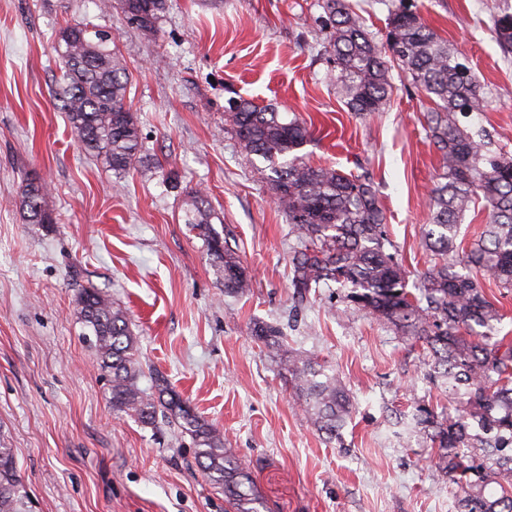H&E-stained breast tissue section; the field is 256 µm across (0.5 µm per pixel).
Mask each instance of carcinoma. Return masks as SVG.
Segmentation results:
<instances>
[{"instance_id":"obj_1","label":"carcinoma","mask_w":512,"mask_h":512,"mask_svg":"<svg viewBox=\"0 0 512 512\" xmlns=\"http://www.w3.org/2000/svg\"><path fill=\"white\" fill-rule=\"evenodd\" d=\"M167 0H121L127 21L156 31ZM323 54L333 63L336 83L350 111L366 117L384 110L398 67L433 103L425 114L429 137L442 160L432 189L431 223L423 242L441 259L408 289L394 254L385 216L370 177L313 165L299 154L309 130L298 118L240 99L227 122L240 150L268 163L266 191L278 203L304 244L291 257L292 287L299 298L334 282L350 289L346 301L426 349L430 378L455 400L458 412L438 416L419 407L411 428L438 448V470L462 493L460 512H512V344L497 338L502 314L473 277L448 264L459 249L458 225L477 203L489 221L479 239L463 250L464 264L492 276L512 291V156L491 150L459 117L487 107L482 88L458 54L429 27L418 6L399 3L387 22L386 48L376 45L364 19L348 0H324ZM498 42L512 52V13L492 19ZM53 50L66 83L57 93L70 130L86 151L124 175L140 159L137 117L127 104V69L112 49L106 29L73 23L60 29ZM46 183L28 175L20 207L29 224H53L45 207ZM185 223L201 239L224 282V293L243 294L251 278L236 252L214 228L204 195L193 196ZM79 319L110 377L112 410L153 425L161 419L190 435L194 458L211 485L224 492L232 512H260L262 502L250 473L224 446V432L205 421L162 375L150 391L138 387L143 373L136 338L125 312L97 288L76 300ZM251 335L282 350L283 332L258 321ZM288 381L307 417L328 439L341 438L351 412L350 396L316 357L291 353ZM0 512H31L14 449L0 442Z\"/></svg>"}]
</instances>
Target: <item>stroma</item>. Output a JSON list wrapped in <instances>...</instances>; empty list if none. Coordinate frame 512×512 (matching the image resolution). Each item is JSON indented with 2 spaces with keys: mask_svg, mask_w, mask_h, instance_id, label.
<instances>
[{
  "mask_svg": "<svg viewBox=\"0 0 512 512\" xmlns=\"http://www.w3.org/2000/svg\"><path fill=\"white\" fill-rule=\"evenodd\" d=\"M0 0V437L14 448L32 512H228L189 436L113 413L109 382L75 312L79 288L121 307L144 366L162 373L224 433L251 472L261 512H457L417 407L441 412L420 343L322 288L291 285L300 242L265 191L266 162L225 122L243 97L307 123L315 165L370 175L408 278L432 268L423 246L439 156L425 95L393 71L384 112H350L321 54L324 0H168L156 32L128 25L119 0ZM437 34L465 58L490 101L463 124L512 153V53L492 18L512 0H421ZM70 22L102 25L129 73L139 123L135 170L116 176L74 139L55 93L51 45ZM44 179L55 221L29 224L25 174ZM202 192L214 227L252 286L225 294L182 216ZM278 324L291 352L317 356L353 401L341 442L302 413L279 356L252 336Z\"/></svg>",
  "mask_w": 512,
  "mask_h": 512,
  "instance_id": "obj_1",
  "label": "stroma"
}]
</instances>
